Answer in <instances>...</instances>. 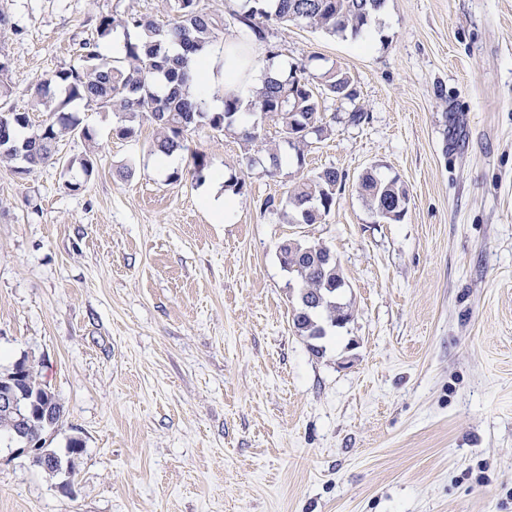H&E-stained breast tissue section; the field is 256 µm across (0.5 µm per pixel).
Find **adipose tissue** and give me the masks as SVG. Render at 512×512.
<instances>
[{
    "instance_id": "ef3b65f1",
    "label": "adipose tissue",
    "mask_w": 512,
    "mask_h": 512,
    "mask_svg": "<svg viewBox=\"0 0 512 512\" xmlns=\"http://www.w3.org/2000/svg\"><path fill=\"white\" fill-rule=\"evenodd\" d=\"M191 69L209 110L220 112L224 109V96H217V89H224V95L248 97L251 90L261 87L267 77L278 75L281 65L278 61L263 59L255 49L228 42L223 51L197 55Z\"/></svg>"
}]
</instances>
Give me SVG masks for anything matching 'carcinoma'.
Returning a JSON list of instances; mask_svg holds the SVG:
<instances>
[{"label": "carcinoma", "instance_id": "1", "mask_svg": "<svg viewBox=\"0 0 512 512\" xmlns=\"http://www.w3.org/2000/svg\"><path fill=\"white\" fill-rule=\"evenodd\" d=\"M170 20L160 24L148 16L103 15L97 26V40L82 47L78 67L53 71L33 87L31 96L41 112L54 119L35 124L27 112L8 105L13 91L3 75L9 63L0 59V163L12 165L26 176L55 160L63 138L80 134L89 143L94 134L79 128L80 120L63 108L79 100L86 105L107 108L115 117L113 133L123 139L137 135L143 122L154 126L155 138L149 154L170 155L188 150L185 133L197 126L220 132L235 130L247 144L258 141L257 126L243 121L245 115L259 114L281 126L282 143L294 152L303 167L312 137L327 131L323 104L326 99L354 101L357 92L351 74L331 67L313 85L305 70L292 67L279 79L270 80L248 100L224 97V111L212 112L191 89L193 81L189 55L206 47H224V16L200 6V0H164ZM385 0H243L232 13L238 26L256 41L267 39L272 25L296 22L330 36L358 37L384 7ZM139 35L126 40L119 65L102 61L99 41L117 30ZM84 179L96 168L94 150L69 162ZM188 173L198 182L210 175L204 153L191 152ZM342 177L332 167L311 178H302L289 188L286 198L265 205L278 206L289 224H317L336 205V186ZM359 196L382 221L399 223L408 205V193L398 179H382L367 171L357 185ZM281 261L299 285L292 310L295 331L312 341L310 350L323 353V340L353 318L352 307L342 302L345 279L335 259L323 261L329 248L319 242L289 240L281 248Z\"/></svg>", "mask_w": 512, "mask_h": 512}]
</instances>
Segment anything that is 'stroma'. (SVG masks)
<instances>
[{
  "label": "stroma",
  "mask_w": 512,
  "mask_h": 512,
  "mask_svg": "<svg viewBox=\"0 0 512 512\" xmlns=\"http://www.w3.org/2000/svg\"><path fill=\"white\" fill-rule=\"evenodd\" d=\"M0 10L20 110L101 16L168 19L162 0ZM270 40L310 80L348 71L357 99L326 100L305 165L273 175L234 133L189 132L182 165L200 151L246 181L224 222L206 184L168 183L150 125L120 139L81 102L90 179L67 167L78 134L26 178L0 164V371L35 365L64 406L47 448L83 444L66 493L1 441L0 512H512V0H386L362 39L284 22ZM329 167L345 186L321 223L265 207ZM368 170L405 186L400 223L359 196ZM288 239L331 250L354 309L319 356L291 322Z\"/></svg>",
  "instance_id": "obj_1"
}]
</instances>
